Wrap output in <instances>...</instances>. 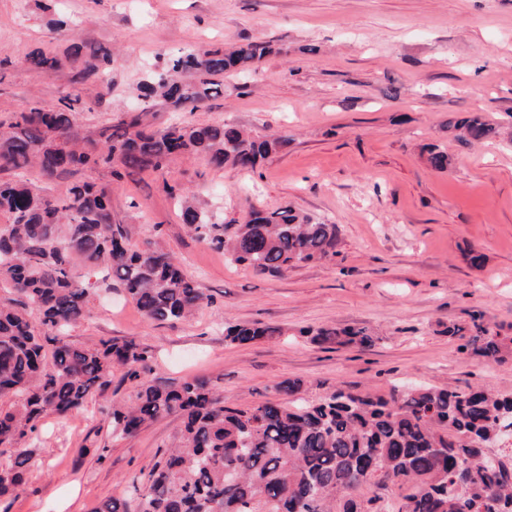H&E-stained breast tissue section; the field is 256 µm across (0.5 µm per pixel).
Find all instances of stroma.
Returning <instances> with one entry per match:
<instances>
[{
  "label": "stroma",
  "instance_id": "obj_1",
  "mask_svg": "<svg viewBox=\"0 0 512 512\" xmlns=\"http://www.w3.org/2000/svg\"><path fill=\"white\" fill-rule=\"evenodd\" d=\"M61 19L69 30H58ZM245 38L274 46L249 77L225 74L223 95L207 107L162 104L146 122L156 130L226 122L288 136L287 149L258 170H218L187 154L164 173L119 180L97 169L46 184L25 172L59 198L76 179L106 186L114 223L140 227L133 245L158 234L210 298L189 320L154 322L80 265L95 307L67 339L148 345L155 380L206 378L242 408L275 398L286 379L302 380L312 401L339 385L385 395L405 381L512 394V358L486 362L448 336L449 325L479 316L512 337V0H0V52L60 55L77 40L110 70L111 87L75 116L80 137L116 123L158 56ZM71 75L66 63L52 73L27 64L0 70V120L54 107L77 92ZM469 112L483 113L501 138L455 139L449 120ZM430 144L447 152V171L429 166ZM167 181L228 224L254 207L289 206L335 225L336 254L279 276L244 269L189 232ZM472 248L481 266L467 260ZM228 323L281 334L231 345ZM327 325L368 328L375 342L327 349L303 335ZM135 393L118 368L81 410L46 416L26 482L0 512H90L133 496L181 428L170 414L113 437L101 409Z\"/></svg>",
  "mask_w": 512,
  "mask_h": 512
}]
</instances>
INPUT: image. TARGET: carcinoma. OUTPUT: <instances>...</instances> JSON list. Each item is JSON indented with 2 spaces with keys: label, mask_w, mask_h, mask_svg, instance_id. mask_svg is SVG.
Returning <instances> with one entry per match:
<instances>
[{
  "label": "carcinoma",
  "mask_w": 512,
  "mask_h": 512,
  "mask_svg": "<svg viewBox=\"0 0 512 512\" xmlns=\"http://www.w3.org/2000/svg\"><path fill=\"white\" fill-rule=\"evenodd\" d=\"M85 45L73 42L65 58L73 82H98ZM273 53L268 41L245 39L224 49L181 51L162 59L140 80L141 105L125 112L99 138L72 136L74 114L86 101L67 94L51 109L32 107L0 123V171L36 168L50 182L64 174L104 168L111 175L158 172L177 156L192 153L217 169L256 171L288 147V137H259L234 124L172 125L150 131L144 116L156 102L196 111L220 92L226 73L249 75ZM23 61L53 72L61 60L45 52ZM462 142L498 136L476 112L448 122ZM438 172L448 153L428 151ZM0 501L25 483L32 456L26 451L43 416H67L112 383L114 369L140 377L151 370L152 350L134 340L102 339L81 347L65 330L88 318L94 290L72 274L73 261L117 279L151 320L191 317L208 299L200 285L156 240L133 249L134 224H115L106 188L75 182L53 198L21 181L0 180ZM183 223L197 239L258 274H281L300 264L336 255V225L314 222L286 206L254 209L242 224H218L190 196L182 197ZM34 308V323L27 308ZM269 325H229L224 339L246 345L270 339ZM461 350L501 363L512 338L492 333L472 319L450 326ZM311 342L367 347L363 327L324 326ZM303 383L277 385L281 399L248 408L224 401L201 379L171 386L143 380L134 400L107 411L112 435L132 436L156 419L183 416L175 445L148 473L136 499L108 498L91 512H512V453L489 455L512 428V395L482 387L467 391L403 385L388 396L336 387L308 403ZM16 450L5 455V449Z\"/></svg>",
  "instance_id": "1"
}]
</instances>
